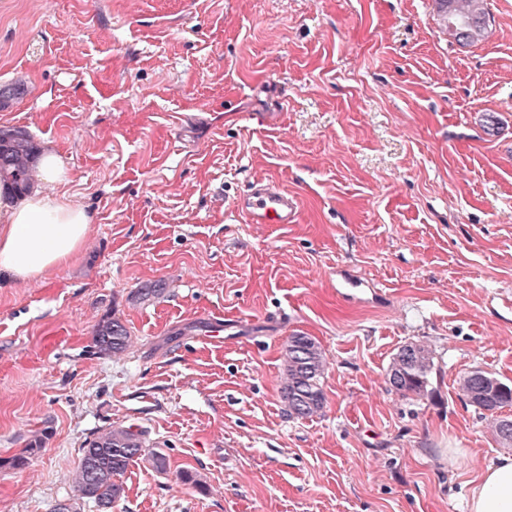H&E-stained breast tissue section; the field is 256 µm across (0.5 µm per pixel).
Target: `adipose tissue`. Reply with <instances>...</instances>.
Returning <instances> with one entry per match:
<instances>
[{
  "mask_svg": "<svg viewBox=\"0 0 512 512\" xmlns=\"http://www.w3.org/2000/svg\"><path fill=\"white\" fill-rule=\"evenodd\" d=\"M96 214L65 193L0 194V277L35 281L77 257ZM467 512H512V455H501L471 488Z\"/></svg>",
  "mask_w": 512,
  "mask_h": 512,
  "instance_id": "obj_1",
  "label": "adipose tissue"
}]
</instances>
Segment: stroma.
I'll return each instance as SVG.
<instances>
[{"label":"stroma","instance_id":"stroma-1","mask_svg":"<svg viewBox=\"0 0 512 512\" xmlns=\"http://www.w3.org/2000/svg\"><path fill=\"white\" fill-rule=\"evenodd\" d=\"M486 3L462 46L434 0H0V85L27 88L0 129L56 149L98 216L71 263L0 282V512L75 500L110 425L169 460L112 512H467L504 449L458 377L512 380V0ZM262 177L296 223H242ZM113 315L132 343L97 355ZM295 333L327 359L306 419L280 393ZM410 342L421 398L387 382ZM433 365V352L429 346L406 344L392 358L387 373L388 384L402 395L423 396L428 391Z\"/></svg>","mask_w":512,"mask_h":512}]
</instances>
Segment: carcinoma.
<instances>
[{"label": "carcinoma", "instance_id": "1", "mask_svg": "<svg viewBox=\"0 0 512 512\" xmlns=\"http://www.w3.org/2000/svg\"><path fill=\"white\" fill-rule=\"evenodd\" d=\"M435 3L449 37L462 45L483 40L488 27L485 0H435ZM24 93L21 82L0 85V105ZM38 152V145L29 133L0 130V186L18 195L27 192L35 183ZM130 340L129 328L114 316L98 324L93 348L101 356L119 355L127 350ZM282 358L281 398L288 416L303 419L320 412L325 403L321 379L326 368L320 345L313 338L296 333L288 337ZM432 369L433 352L429 346L411 342L393 356L387 373L388 384L403 395L423 396ZM459 389L473 406L491 414L512 406V381H504L479 368L459 378ZM46 438L45 432L35 436L26 453L0 461V466H26L29 455L38 451ZM137 460L148 463L157 472H164L168 467L166 454L148 447L143 432L130 426L110 425L92 434L81 448L74 475L80 498L94 503L98 512H110L112 504L125 493L120 477Z\"/></svg>", "mask_w": 512, "mask_h": 512}]
</instances>
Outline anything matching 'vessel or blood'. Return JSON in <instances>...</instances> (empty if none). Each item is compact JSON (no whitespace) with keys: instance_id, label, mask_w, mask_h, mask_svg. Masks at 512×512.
I'll list each match as a JSON object with an SVG mask.
<instances>
[{"instance_id":"b4317fda","label":"vessel or blood","mask_w":512,"mask_h":512,"mask_svg":"<svg viewBox=\"0 0 512 512\" xmlns=\"http://www.w3.org/2000/svg\"><path fill=\"white\" fill-rule=\"evenodd\" d=\"M234 209L250 224H292L300 204L294 193L273 181L253 180L233 201Z\"/></svg>"}]
</instances>
